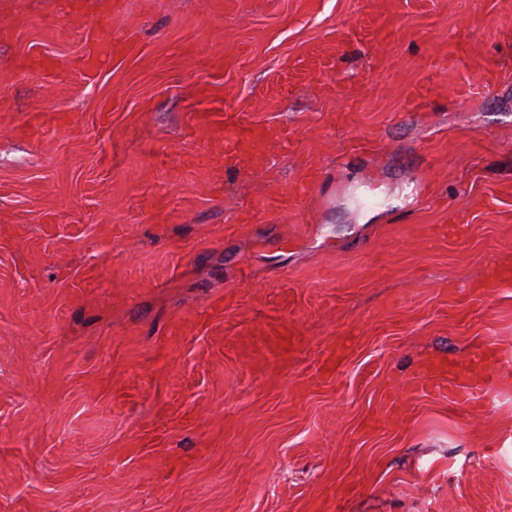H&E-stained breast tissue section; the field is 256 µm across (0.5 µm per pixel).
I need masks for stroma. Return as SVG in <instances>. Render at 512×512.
I'll list each match as a JSON object with an SVG mask.
<instances>
[{
  "label": "stroma",
  "instance_id": "stroma-1",
  "mask_svg": "<svg viewBox=\"0 0 512 512\" xmlns=\"http://www.w3.org/2000/svg\"><path fill=\"white\" fill-rule=\"evenodd\" d=\"M101 1L0 0V512H512V372L403 390L512 347V0ZM205 111L286 137L194 165ZM473 365L453 364L434 357L424 360L407 382L411 393H431L468 410H482L497 393L496 368L512 367L511 350L487 339L474 351Z\"/></svg>",
  "mask_w": 512,
  "mask_h": 512
}]
</instances>
